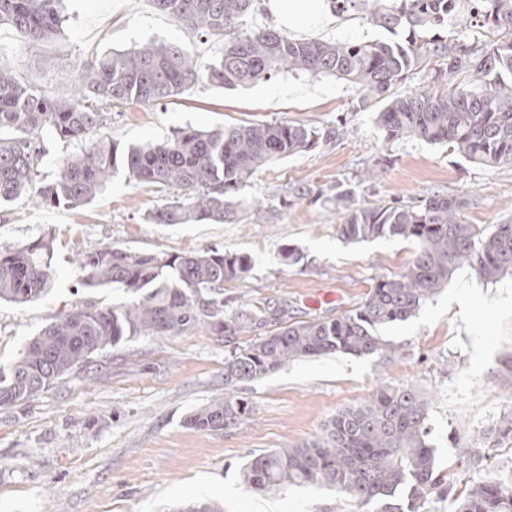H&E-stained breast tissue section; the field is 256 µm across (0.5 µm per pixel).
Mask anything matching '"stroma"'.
<instances>
[{
  "instance_id": "1",
  "label": "stroma",
  "mask_w": 512,
  "mask_h": 512,
  "mask_svg": "<svg viewBox=\"0 0 512 512\" xmlns=\"http://www.w3.org/2000/svg\"><path fill=\"white\" fill-rule=\"evenodd\" d=\"M60 33L35 49L0 25V61L71 97L77 65L95 54L149 41L192 46L200 63L218 41L183 30L152 0H63ZM308 36L331 41H386L390 32L361 15L332 16ZM357 92L333 76L282 72L248 87H191L165 107L127 103L112 111L105 134L120 145L159 141L178 128L297 121L340 136L260 169L241 197L259 200L232 224H149L163 197L156 187L116 175L79 209L43 207L31 194L0 203V248L53 236L52 281L40 300L0 302V364L10 363L59 313L75 306L128 301L109 287H86L78 256L110 245L172 255L219 245L249 256L248 278L224 287L229 305L279 314L239 335L238 344L277 324L333 318L364 300L375 281L400 273L415 246L378 238L351 243L328 201L353 187L361 203L411 205L434 192L467 199L470 224L512 223V165L487 167L440 145L388 140L376 111L356 112ZM379 176L361 182L365 168ZM323 199H314V192ZM297 249L293 266L282 248ZM395 345L389 360L336 353L288 362L247 383L253 410L244 424L214 431L187 418L224 391L223 337L212 333L132 336L95 356L25 405L0 408V512H175L182 503L216 500L224 512H337L332 489L291 486L263 493L244 484L252 454L318 439L341 409L368 400L379 385L417 388L429 402V441L439 469L463 490L487 480L512 483V438L497 427L512 414V275L490 282L459 267L403 322L380 328Z\"/></svg>"
}]
</instances>
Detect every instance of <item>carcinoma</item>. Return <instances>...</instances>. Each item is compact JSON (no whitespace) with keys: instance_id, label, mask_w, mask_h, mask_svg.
Listing matches in <instances>:
<instances>
[{"instance_id":"1","label":"carcinoma","mask_w":512,"mask_h":512,"mask_svg":"<svg viewBox=\"0 0 512 512\" xmlns=\"http://www.w3.org/2000/svg\"><path fill=\"white\" fill-rule=\"evenodd\" d=\"M59 0H0V25L20 32L33 49L61 27ZM183 27L223 42L203 66L183 43H147L95 55L78 69L74 95L51 96L0 61V203L30 191L39 205L82 207L110 177L123 173L160 190L177 189L144 217L150 224L237 220L253 201L239 189L267 163L306 151L320 133L300 122L180 129L170 137L122 146L101 134L112 108L136 102L162 106L192 86L245 87L281 71L331 75L358 89L357 111L380 104L377 121L390 140L417 138L485 166L512 164V0H327L338 15L363 19L395 38L365 43L293 39L255 27L260 0H152ZM465 12L477 30L501 33L491 45L452 43L437 33ZM405 36L398 39L399 31ZM432 83L409 94L393 88L419 69ZM468 74L476 84L455 82ZM77 150L56 177L41 179L42 133ZM339 233L351 242L410 241L405 271L383 277L357 307L330 319L293 322L224 357V394L192 412L198 430L241 425L252 410L244 386L305 357L331 353L388 359L397 347L379 335L414 316L454 270L467 264L487 281L512 274V224L465 223L466 200L433 193L413 206L364 205L352 188H336ZM54 239L0 249V300L25 304L51 282ZM84 281L132 295L110 307L60 313L12 362L0 364V407L23 404L130 336H172L204 329L228 342L263 318L257 308H230L224 285L249 277V257L222 247L156 256L104 246L80 261ZM429 404L412 386L381 385L367 401L336 414L324 435L303 446L258 454L241 468L251 487L277 492L290 485L336 490L360 512H419L453 486L429 443ZM455 512H512V485L477 483L456 497Z\"/></svg>"}]
</instances>
